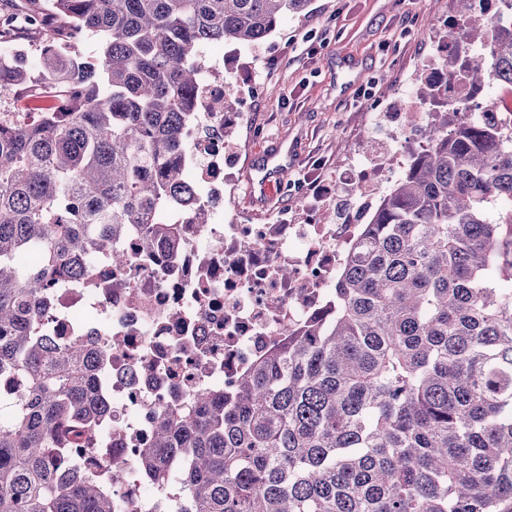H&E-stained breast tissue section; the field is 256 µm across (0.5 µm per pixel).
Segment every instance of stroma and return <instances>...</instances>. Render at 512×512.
Masks as SVG:
<instances>
[{
    "label": "stroma",
    "mask_w": 512,
    "mask_h": 512,
    "mask_svg": "<svg viewBox=\"0 0 512 512\" xmlns=\"http://www.w3.org/2000/svg\"><path fill=\"white\" fill-rule=\"evenodd\" d=\"M450 0H313L255 46L266 89L235 132L243 148L238 202L255 218L296 207L290 186L318 162L335 167L367 128L382 85L402 84L428 52L425 24L450 15ZM314 52L292 51L304 34ZM371 97H364V90Z\"/></svg>",
    "instance_id": "1"
}]
</instances>
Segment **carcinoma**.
Listing matches in <instances>:
<instances>
[{
	"label": "carcinoma",
	"instance_id": "1",
	"mask_svg": "<svg viewBox=\"0 0 512 512\" xmlns=\"http://www.w3.org/2000/svg\"><path fill=\"white\" fill-rule=\"evenodd\" d=\"M312 0H46L51 46L101 35L91 60L43 49L34 126L0 125V373L26 388L0 420V512H112L120 474L61 463L64 427L107 412L104 353L35 333L53 267L84 274L183 180L172 158L212 43L250 46ZM512 88V29L472 58ZM20 63L0 87L32 82ZM336 284V312L262 359L227 395L165 411L141 473L181 463V512H512V132L429 129ZM40 266L26 265L31 250Z\"/></svg>",
	"mask_w": 512,
	"mask_h": 512
}]
</instances>
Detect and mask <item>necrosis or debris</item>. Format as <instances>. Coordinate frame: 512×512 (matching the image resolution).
I'll return each mask as SVG.
<instances>
[{"instance_id":"1","label":"necrosis or debris","mask_w":512,"mask_h":512,"mask_svg":"<svg viewBox=\"0 0 512 512\" xmlns=\"http://www.w3.org/2000/svg\"><path fill=\"white\" fill-rule=\"evenodd\" d=\"M484 27L474 42L466 27ZM512 27V0H472L469 14L432 35L433 51L397 88L387 107L369 115L370 130L328 179L302 190L299 209L258 224L237 203L238 151L225 129L243 124L244 107L262 92L238 53L203 50L194 119L184 132V173L176 206L155 209V223L172 235L142 246L146 227L129 228L123 265L99 253L74 276L57 269L36 305L49 335L111 352L96 368V384L110 413L70 456L92 466L112 459L121 485L113 512H177L178 501L139 478L138 451L150 447L159 415L194 394L232 389L252 362L282 345L317 315L327 313L336 282L373 213L417 154L441 107L458 106L456 124L512 128V100L483 104L484 86L463 71L465 58L485 51L498 28ZM237 77L225 83L224 68ZM205 212L207 223L195 221Z\"/></svg>"}]
</instances>
